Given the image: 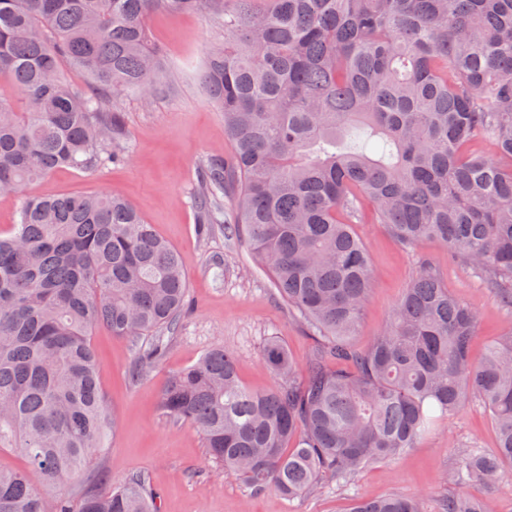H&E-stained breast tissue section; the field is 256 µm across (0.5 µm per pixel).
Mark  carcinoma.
Segmentation results:
<instances>
[{
    "label": "carcinoma",
    "mask_w": 512,
    "mask_h": 512,
    "mask_svg": "<svg viewBox=\"0 0 512 512\" xmlns=\"http://www.w3.org/2000/svg\"><path fill=\"white\" fill-rule=\"evenodd\" d=\"M157 11L218 21L204 89L224 113L231 158L199 181L202 230L250 247L315 339L300 371L276 336L254 391L216 344L161 390L210 456L259 493L294 499L323 478L355 486L366 466L414 448L469 402L498 445L459 452L449 480L494 487L512 469V325L475 362L478 316L430 259L383 331L354 343L376 278L355 224L406 246L433 239L512 309V0H0V193L23 197L0 227V512H158L140 475L79 504L51 488L81 473L118 429L92 334L153 337L132 373L165 350L187 283L177 253L134 206L105 193L26 197L62 167L93 172L122 154L118 94L148 96L163 59ZM97 90L68 82L62 64ZM361 131L379 152L351 143ZM236 208L224 223V199ZM420 496H352L347 512H426ZM433 512H498L442 495Z\"/></svg>",
    "instance_id": "cac0c4a2"
}]
</instances>
